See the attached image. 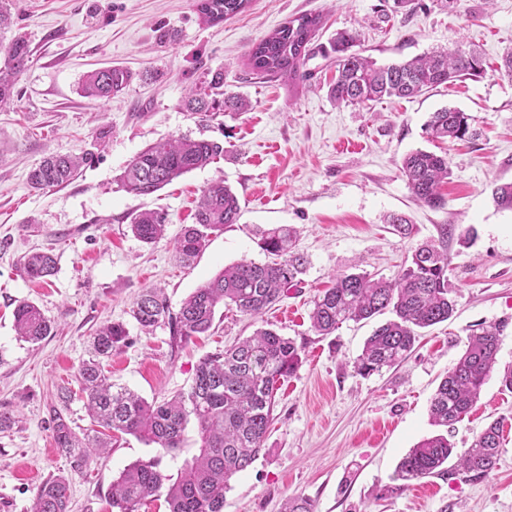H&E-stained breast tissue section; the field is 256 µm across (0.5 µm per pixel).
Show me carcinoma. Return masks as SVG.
I'll return each instance as SVG.
<instances>
[{"instance_id": "carcinoma-1", "label": "carcinoma", "mask_w": 512, "mask_h": 512, "mask_svg": "<svg viewBox=\"0 0 512 512\" xmlns=\"http://www.w3.org/2000/svg\"><path fill=\"white\" fill-rule=\"evenodd\" d=\"M249 0H197L200 19L218 24L242 12ZM322 26L320 15L303 14L289 19L248 51V65L259 79L306 77V59L314 53L311 41ZM357 34L340 31L330 45L336 58V81L328 89L338 104L357 105L385 98H408L444 85L456 78L477 77L484 72L481 56L471 51L439 49L408 60L378 66L354 50ZM30 57L26 38L17 34L0 67V104L14 100L13 76ZM128 71L102 68L89 72L81 94L106 99L125 89ZM188 111L203 121L218 112H241L246 101L224 93V72L205 70L191 84L185 101ZM468 115L456 108L432 113L425 132L432 140H462L471 135ZM224 154V143L188 136L161 139L138 153L125 167L123 188L139 196L151 195L184 174L203 168ZM84 156L51 155L33 167L29 186L36 192L71 184L86 163ZM402 171L416 198L432 208L445 205L440 186L449 178L448 158L416 149L403 158ZM495 204L512 211V183L492 190ZM240 215L236 194L224 181L211 183L175 244V257L190 265L205 248L210 234ZM166 216L146 210L131 217L130 230L141 242L153 245L165 232ZM260 249L272 261L243 259L224 268L197 288L174 313L162 289L147 288L133 303L131 316L141 330L150 333L169 328L172 345L201 336L213 326L217 308L232 306L258 317L279 302L305 266L292 250V232L286 226L261 232ZM56 269L53 254H27L21 270L30 281H43ZM448 282V252L433 243L420 245L397 278L387 281L367 272L336 276L332 287L314 302L311 324L319 336H329L346 321L369 320L387 312L392 317L378 325L367 338L354 369L363 376L400 364L412 351L419 330L447 321L455 311ZM17 335L37 344L51 334L52 323L30 301H20L14 311ZM507 323L481 328L469 337L455 366L439 383L430 401L434 425L446 429L467 415L494 371ZM128 341L122 323L101 325L91 339L88 359L77 371L76 381L84 394V406L97 429L78 433L63 414L71 399L67 387L58 394L61 406L52 407V437L69 463V471L44 480L38 487L33 512H70V483L86 473L110 447L112 432L133 435L156 454L127 466L112 482L111 512H139L149 498L162 497L168 512H223L229 480L246 470L264 448L272 421L277 383L292 374L300 363L294 342L266 328L223 351L208 353L196 366L189 389L169 400L147 402L134 391L112 383L103 361L112 349ZM195 422L200 438L199 454L185 462L177 477L165 474L164 457L179 447L185 430ZM501 446V422L489 424L464 453L458 455L448 434L420 441L400 459L393 480L408 484L429 476L448 481L486 478L497 466Z\"/></svg>"}]
</instances>
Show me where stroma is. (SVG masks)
<instances>
[{"instance_id":"obj_1","label":"stroma","mask_w":512,"mask_h":512,"mask_svg":"<svg viewBox=\"0 0 512 512\" xmlns=\"http://www.w3.org/2000/svg\"><path fill=\"white\" fill-rule=\"evenodd\" d=\"M13 30L31 49L16 76L14 100L0 106V411L17 421L0 431V512H32L38 485L68 464L56 449L50 407L72 389L67 413L75 430L89 429L75 373L92 335L124 323L126 345L104 365L113 383L146 400L186 390L199 360L251 336L265 323L291 338L301 363L276 394L274 421L258 458L234 475L224 512H282L291 497L315 512H512V391L499 371L512 366V211L496 207L492 190L512 182V76L500 70L512 50V0H250L233 18L208 26L195 0H10ZM319 14L312 40L326 46L337 31L359 34L358 52L380 64L445 47L479 51L480 77L440 86L412 99L340 106L328 95L336 78L332 56L315 54L306 81H263L247 67L250 47L289 18ZM116 66L132 80L108 100L81 96L92 70ZM223 70L224 91L249 101L248 111L200 121L183 100L201 69ZM466 112L470 137L428 142L432 112ZM187 135L223 141L219 161L164 189L137 196L118 178L139 152L159 139ZM426 149L448 157L446 204L431 208L414 196L401 170L404 156ZM91 154L65 188L33 191L30 169L51 155ZM224 180L241 216L210 238L192 267L174 244L203 190ZM160 210L166 236L136 239L133 214ZM405 217L408 231L389 224ZM295 229L306 259L296 287L263 316L218 308L211 330L175 347L168 328L143 334L130 314L143 289L158 287L172 311L225 266L265 261L261 230ZM448 251L456 311L424 329L398 366L363 377L353 363L376 320L347 322L329 336L311 328L313 299L341 272L394 279L417 245ZM52 251L48 282L20 272L23 256ZM34 302L54 324L40 343L20 340L13 310ZM507 321L498 372L452 432L464 452L493 421L502 444L489 478L448 481L434 476L393 489L401 457L436 433L430 400L479 326ZM154 446L117 433L109 452L71 482V512H109L113 480Z\"/></svg>"}]
</instances>
